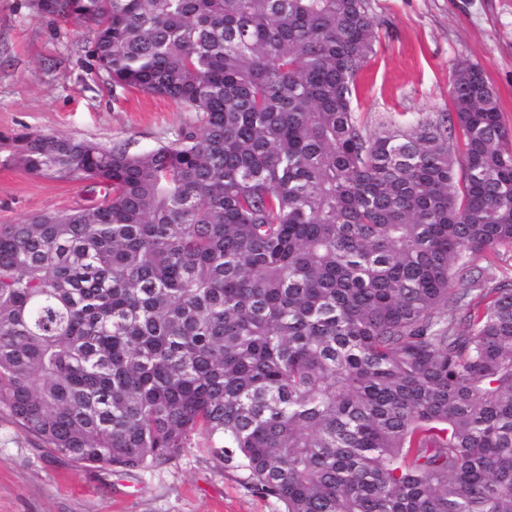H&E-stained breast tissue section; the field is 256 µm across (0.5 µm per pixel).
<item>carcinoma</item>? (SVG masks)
Instances as JSON below:
<instances>
[{"mask_svg":"<svg viewBox=\"0 0 512 512\" xmlns=\"http://www.w3.org/2000/svg\"><path fill=\"white\" fill-rule=\"evenodd\" d=\"M112 87L199 117L12 158L106 190L0 224V405L126 472L202 435L284 512H512V126L471 62L451 110L369 134L366 0H29Z\"/></svg>","mask_w":512,"mask_h":512,"instance_id":"carcinoma-1","label":"carcinoma"}]
</instances>
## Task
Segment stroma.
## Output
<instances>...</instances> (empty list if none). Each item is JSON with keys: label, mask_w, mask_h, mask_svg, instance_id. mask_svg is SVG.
<instances>
[{"label": "stroma", "mask_w": 512, "mask_h": 512, "mask_svg": "<svg viewBox=\"0 0 512 512\" xmlns=\"http://www.w3.org/2000/svg\"><path fill=\"white\" fill-rule=\"evenodd\" d=\"M378 27L356 110L368 133L409 128L450 107L455 66L478 64L512 124V0H367ZM92 32L33 17L27 0H0V224L99 204L101 187L34 176L9 159L5 139L63 134L145 151L196 115L137 90L113 88L87 50ZM196 436L172 463L128 473L54 454L0 407V512H283L247 471L219 462Z\"/></svg>", "instance_id": "35a3bbf8"}]
</instances>
